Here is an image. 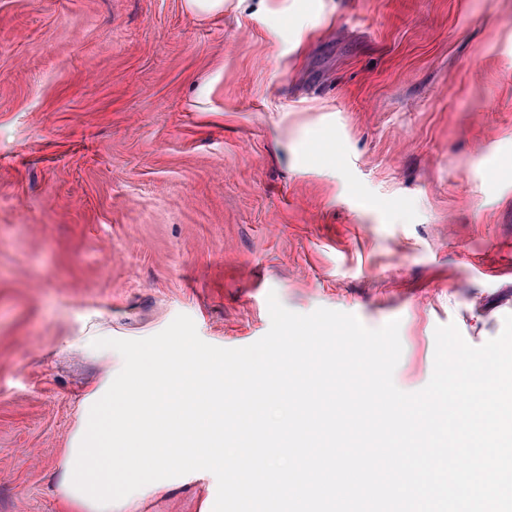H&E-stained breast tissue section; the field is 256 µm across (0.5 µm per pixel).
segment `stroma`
Segmentation results:
<instances>
[{
  "instance_id": "1",
  "label": "stroma",
  "mask_w": 512,
  "mask_h": 512,
  "mask_svg": "<svg viewBox=\"0 0 512 512\" xmlns=\"http://www.w3.org/2000/svg\"><path fill=\"white\" fill-rule=\"evenodd\" d=\"M334 150L313 158L316 136ZM512 0H0V512H59L91 325L240 348L287 309L435 330L512 314ZM217 480L138 502L204 512Z\"/></svg>"
}]
</instances>
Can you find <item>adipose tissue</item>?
<instances>
[{"label":"adipose tissue","mask_w":512,"mask_h":512,"mask_svg":"<svg viewBox=\"0 0 512 512\" xmlns=\"http://www.w3.org/2000/svg\"><path fill=\"white\" fill-rule=\"evenodd\" d=\"M73 343L99 357L105 374L81 400L64 453L58 493L67 512H124L163 492L169 475L223 470V364L163 347L116 357L102 333Z\"/></svg>","instance_id":"obj_1"}]
</instances>
